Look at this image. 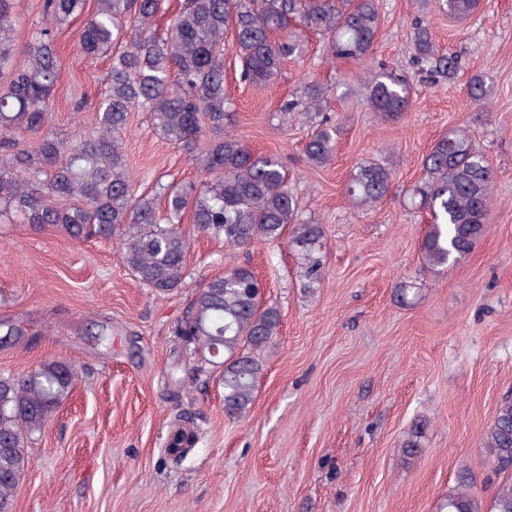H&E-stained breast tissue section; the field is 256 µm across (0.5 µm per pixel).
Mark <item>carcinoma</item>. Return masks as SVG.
I'll list each match as a JSON object with an SVG mask.
<instances>
[{"label":"carcinoma","instance_id":"cac0c4a2","mask_svg":"<svg viewBox=\"0 0 512 512\" xmlns=\"http://www.w3.org/2000/svg\"><path fill=\"white\" fill-rule=\"evenodd\" d=\"M80 31L84 53L105 56L107 88L97 107L96 126L61 137L48 128L49 105L58 94L61 61L54 27L85 11L86 0H42L43 23L19 49L15 43V0H0V220L53 228L73 240H118L130 274L157 295L180 287L190 238L182 217L191 211L193 233L224 239L231 248L286 239L299 259L306 287L322 268L323 229L299 216L288 171L273 156L253 154L225 129L230 113L224 93L225 37L234 36L242 79L274 82L283 62L301 50L300 29L322 36L333 59H369L380 17L376 0H182L163 36L154 19L162 0H94ZM435 9L465 20L480 0H434ZM415 61L430 76L452 77L456 58L436 53L429 28L414 21ZM412 100L409 81L383 71L367 85L371 111L396 121ZM316 85L281 109L283 120L300 107L328 108ZM143 112L153 130L192 154H200L204 178L187 186H161L155 195L136 191L122 136L130 114ZM337 128L319 122L305 149L308 163L334 157ZM422 183L411 203L429 210L430 224L420 251L424 264L446 266L468 254L487 224L492 168L468 131L454 129L424 157ZM389 168L358 166L346 193L372 207L387 195ZM165 198L159 211L157 199ZM281 312L248 265H235L206 279L174 329L187 348L207 352L205 362L223 367L224 412L244 416L252 407L263 371L261 352L278 335ZM76 376L63 359L44 361L19 378L0 379V512H13L25 443L41 432L68 397ZM418 426L403 442L407 456L419 452ZM487 448L502 468L512 467V400L498 408L486 435ZM442 512H482L464 478L448 494ZM490 512H512V481L501 485Z\"/></svg>","mask_w":512,"mask_h":512}]
</instances>
